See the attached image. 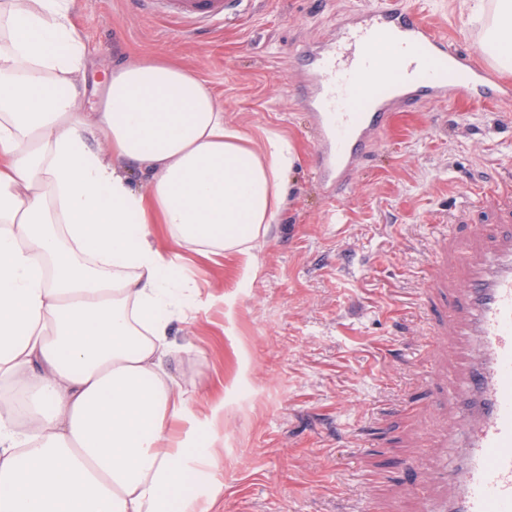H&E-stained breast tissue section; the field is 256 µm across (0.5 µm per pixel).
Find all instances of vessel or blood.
Segmentation results:
<instances>
[{"label": "vessel or blood", "instance_id": "vessel-or-blood-1", "mask_svg": "<svg viewBox=\"0 0 512 512\" xmlns=\"http://www.w3.org/2000/svg\"><path fill=\"white\" fill-rule=\"evenodd\" d=\"M245 0H137L142 13L166 17L181 32L223 27ZM394 49L381 58L378 39ZM388 80L371 83L372 70ZM299 90L318 125L315 168L324 186H348L377 131L393 112L464 98L476 106L512 101V83L477 64L468 50L427 22L407 0H377L343 14L331 42L300 67ZM477 258L456 286L444 315L465 336L478 337L463 391H449L464 461L449 473L453 494L435 512H512V230H490L454 241Z\"/></svg>", "mask_w": 512, "mask_h": 512}]
</instances>
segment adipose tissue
<instances>
[{"mask_svg":"<svg viewBox=\"0 0 512 512\" xmlns=\"http://www.w3.org/2000/svg\"><path fill=\"white\" fill-rule=\"evenodd\" d=\"M71 0H0V379L28 394L0 414V512H210L182 494L214 466L199 414L163 373L168 328L201 303L156 242L251 255L298 160L277 132L224 120L193 72L143 54L80 109L86 48ZM476 50L512 74V0H475ZM179 419V434L168 429Z\"/></svg>","mask_w":512,"mask_h":512,"instance_id":"1","label":"adipose tissue"}]
</instances>
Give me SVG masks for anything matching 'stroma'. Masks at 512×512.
Segmentation results:
<instances>
[{
	"label": "stroma",
	"mask_w": 512,
	"mask_h": 512,
	"mask_svg": "<svg viewBox=\"0 0 512 512\" xmlns=\"http://www.w3.org/2000/svg\"><path fill=\"white\" fill-rule=\"evenodd\" d=\"M371 2L249 0L240 19L194 37L130 0L72 4L87 80L151 53L209 85L242 132L273 130L298 149L279 221L254 250L250 287L239 285L242 255L180 253L202 296L217 302L171 322L176 352L163 367L195 411L224 404L212 448L224 465L199 487L223 485L219 512H354L362 498L378 512H429L448 486L423 498L416 476L461 463L448 439L461 344L439 325L430 266L469 227L512 225V209L464 198L475 180L512 170V103L395 113L365 167L328 198L296 52L318 49L338 15ZM410 2L449 39L469 49L478 41L470 0ZM410 400L422 410L413 423L401 416Z\"/></svg>",
	"instance_id": "35a3bbf8"
}]
</instances>
